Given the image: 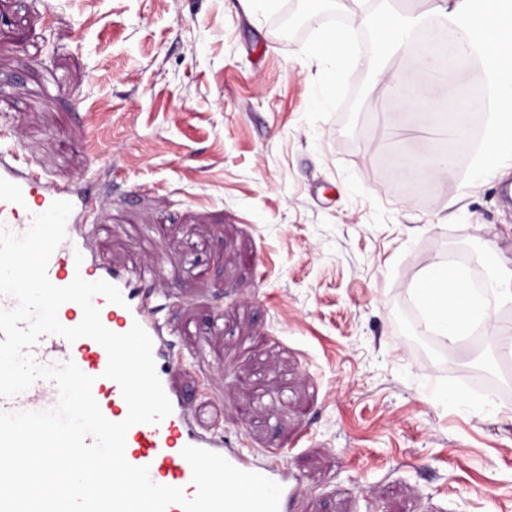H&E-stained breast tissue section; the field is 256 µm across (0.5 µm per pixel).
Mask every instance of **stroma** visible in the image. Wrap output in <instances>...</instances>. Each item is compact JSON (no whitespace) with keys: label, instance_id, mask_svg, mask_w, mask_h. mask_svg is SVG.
<instances>
[{"label":"stroma","instance_id":"obj_1","mask_svg":"<svg viewBox=\"0 0 512 512\" xmlns=\"http://www.w3.org/2000/svg\"><path fill=\"white\" fill-rule=\"evenodd\" d=\"M301 2L0 0V123L98 195L95 257L155 266L195 422L281 451L303 512H512V362L405 327L433 260L512 267V209L458 168L397 193L380 157L436 137L386 106L408 58L366 66L367 28L359 64L313 58L356 4L296 39ZM482 374L492 406L441 397Z\"/></svg>","mask_w":512,"mask_h":512}]
</instances>
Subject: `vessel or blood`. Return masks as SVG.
Segmentation results:
<instances>
[{
  "mask_svg": "<svg viewBox=\"0 0 512 512\" xmlns=\"http://www.w3.org/2000/svg\"><path fill=\"white\" fill-rule=\"evenodd\" d=\"M15 153V148L11 147L6 154H0V226L18 234L24 233L31 226L34 215L48 210L54 201L71 202L73 210L66 224L67 238L50 258L49 280L54 285L65 286L79 275L89 281L104 280L117 286L125 299L124 305L109 303L100 295L93 299L103 325L113 332L124 333L137 323L153 341L156 371L172 404V412L158 422L136 424L128 430L127 461L148 467L152 481L181 488L185 498L191 499L196 496L197 487L192 480L191 467L181 451L188 445L206 449L222 455L241 470L262 474L280 484L283 492L279 512H296L302 491L279 453L267 451L265 459L261 460L252 449L231 447L223 437L191 428L188 410L170 377L173 341L161 320L159 297L150 289L156 278L155 268L146 265L129 271L89 257L88 243L94 228L89 219L93 194L88 191L78 193L71 187L52 184L45 177L21 171L8 161ZM32 355L44 366L73 361L80 370L93 377L92 395L103 415L113 422L126 418L127 404L119 385L104 375L108 356L96 341L83 337L70 342L60 336L44 335L33 348ZM58 399L55 383L40 379L23 393L0 398V412L46 410L55 407Z\"/></svg>",
  "mask_w": 512,
  "mask_h": 512,
  "instance_id": "b4317fda",
  "label": "vessel or blood"
}]
</instances>
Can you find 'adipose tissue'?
Returning a JSON list of instances; mask_svg holds the SVG:
<instances>
[{"mask_svg": "<svg viewBox=\"0 0 512 512\" xmlns=\"http://www.w3.org/2000/svg\"><path fill=\"white\" fill-rule=\"evenodd\" d=\"M381 15V45L411 55L414 78L388 76L387 82L403 104L415 105L431 95L427 78L433 70L411 38L417 26L437 23L453 28L461 51L482 64L486 91V134L473 162L472 182L493 181L512 170V0H439L429 12L412 16L394 12L389 0H378L375 9L353 13L339 27L326 30L313 48L317 58L345 59L351 52L352 31ZM443 261L431 262L411 285L423 307L428 327L435 335L459 341L474 323L490 324L499 304L512 302V272L494 277L492 288H469L464 271L447 276Z\"/></svg>", "mask_w": 512, "mask_h": 512, "instance_id": "ef3b65f1", "label": "adipose tissue"}]
</instances>
